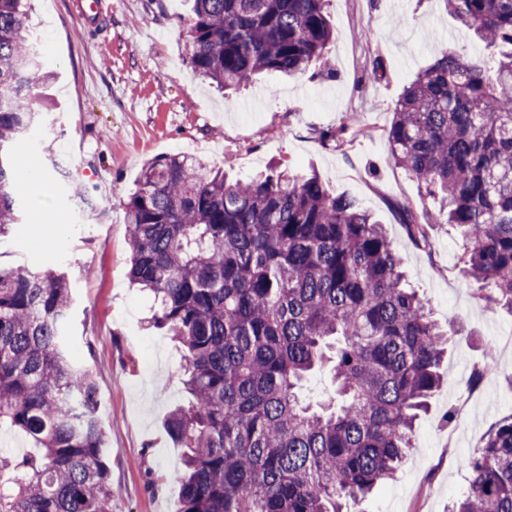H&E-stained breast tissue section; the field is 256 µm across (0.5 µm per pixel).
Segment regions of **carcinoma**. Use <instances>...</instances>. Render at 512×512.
<instances>
[{"label": "carcinoma", "instance_id": "1", "mask_svg": "<svg viewBox=\"0 0 512 512\" xmlns=\"http://www.w3.org/2000/svg\"><path fill=\"white\" fill-rule=\"evenodd\" d=\"M25 0H0V232L19 221L13 154L50 81ZM326 0H193L188 50L220 89L312 66L329 74ZM491 58L441 51L397 102L391 155L433 207L396 204L419 246L462 239L461 273L512 313V0H446ZM354 127L319 132L341 146ZM133 284L182 350L187 405L165 427L185 449L178 512H344L393 478L438 388L451 336L407 287L399 252L354 198L319 176L247 180L185 154L149 160L125 202ZM64 271L0 268V512H112L97 386L69 359ZM327 369L335 395L301 400ZM448 512H512V417L462 460ZM2 439L5 447L1 445ZM11 442L14 444V447L11 446ZM29 447L30 444L27 438L20 432L10 429L9 427H4L3 430L0 431V452L21 456L30 449ZM1 448H4V451H2Z\"/></svg>", "mask_w": 512, "mask_h": 512}]
</instances>
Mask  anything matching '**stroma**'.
Instances as JSON below:
<instances>
[{
  "label": "stroma",
  "instance_id": "1",
  "mask_svg": "<svg viewBox=\"0 0 512 512\" xmlns=\"http://www.w3.org/2000/svg\"><path fill=\"white\" fill-rule=\"evenodd\" d=\"M332 77L307 71L282 80L254 77L221 92L189 61V0H105L104 16L85 21L76 0H35L28 23L40 59L55 76L53 104L18 144V176L36 169L48 197L23 193L22 221L0 235V266L65 269L74 308L71 355L94 373L106 456L115 491L112 512H178L173 475L183 451L165 431L186 402L181 354L164 330L149 327L151 296L132 288L123 204L143 165L162 153L195 156L246 178L278 162L319 174L333 192L358 199L402 255L408 280L440 323H451L442 381L396 478L360 505L362 512H447L469 474L461 460L512 416V315L487 307L459 272L461 243L433 226L417 247L394 202L427 208L419 184L396 166L387 141L406 84L452 46L482 47L449 14L444 0H329ZM370 37H361L363 27ZM382 65L381 81L367 80ZM355 115L363 132L342 147L319 131ZM100 174L89 182L86 171ZM51 225L38 226L39 214ZM496 348L495 372L471 385L474 364Z\"/></svg>",
  "mask_w": 512,
  "mask_h": 512
}]
</instances>
